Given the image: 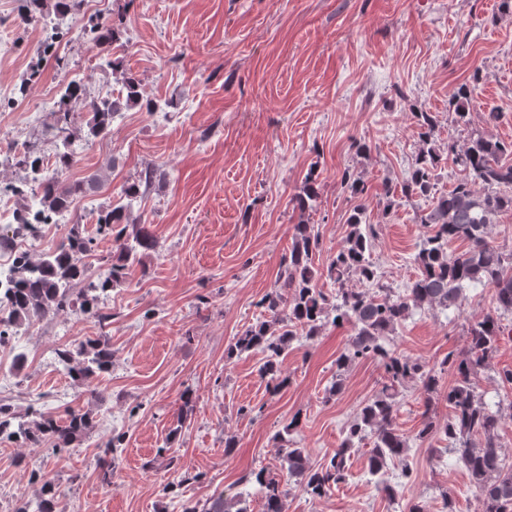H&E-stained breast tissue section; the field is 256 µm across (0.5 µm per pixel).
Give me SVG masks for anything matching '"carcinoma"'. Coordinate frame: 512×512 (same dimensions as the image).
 <instances>
[{
    "instance_id": "1",
    "label": "carcinoma",
    "mask_w": 512,
    "mask_h": 512,
    "mask_svg": "<svg viewBox=\"0 0 512 512\" xmlns=\"http://www.w3.org/2000/svg\"><path fill=\"white\" fill-rule=\"evenodd\" d=\"M93 45L105 52L118 40L119 31L112 22H96L84 30ZM482 81L474 69L448 100V110L456 121L469 123V106ZM118 94L90 96L84 81L77 75L65 79L60 104L75 102L91 114L87 137L105 139L112 132V122L122 112L140 105L153 109V102L143 98L140 81L125 74ZM54 121L45 133L57 144L54 165L35 144L23 143L15 165L24 176L0 188L19 203L15 223L0 231V251L13 252L19 239H36L45 224H58L70 214L77 195L95 192L102 180L67 181V173L76 168L79 158L69 148L75 112L59 109L52 112ZM423 147L414 159L409 175L399 184L385 188V196L427 197L434 186L440 155L434 144L436 117L431 112L414 113ZM448 152L461 168L453 188L437 197L431 210L420 217L430 228L421 242L413 262L417 275L404 292L394 294L380 283L376 268L366 253L375 235L373 225L363 222L364 210L358 206L348 220L345 244L336 250L327 265V277L336 288L331 293L318 287L321 278L314 265L321 251L320 235L312 224H299L285 259V280L268 291L258 303L263 319L249 326L227 348V357L248 351L263 354L260 372L275 389L288 386V376L281 368V357L297 337L311 339L327 323L347 324L351 338L336 358L333 390L339 391L343 377L357 362L371 359L383 369V382L367 399L346 436L328 460L313 466L303 448L283 445L286 475L271 474L263 469L251 472L245 482H256L263 489V512H288L283 477L297 478L306 494L324 497L333 486L346 480L347 460L355 443L373 437L368 458L371 475L380 474L389 461H401L408 451L407 439L395 424L398 388L407 382L419 384L425 394V421L418 432L421 441L445 444V449L459 455L471 483L482 502V512H512V461L498 441V430L505 417L512 418V401L494 405L476 394L472 377L489 367L499 337L503 334V317L512 315V252L505 253L488 241L489 227L506 212H512V142L506 143L487 131L476 130L463 145L448 142ZM161 180V173L146 167L132 182L124 184L117 203L100 206L91 213L96 233L110 236L124 233L130 223L134 202ZM343 183L353 197L367 192L365 182L346 172ZM319 191L314 172L304 178L301 193L294 197L297 208H313ZM461 241L466 250L448 253V243ZM96 237L76 219L64 224L56 249L33 258L27 252H14L9 268L0 271V346L16 336L24 324L50 321L70 310L92 318L105 327L112 313L105 306L112 289L124 282L126 270L156 248L155 236L145 224H139L123 253L114 261L107 259L97 271L89 270L86 258L95 252ZM356 275L366 288H347L346 282ZM477 286L493 289L495 308L473 318L467 327V348L449 353L431 365L419 358L399 353L386 342L414 307L462 309L465 290ZM57 370L87 387L112 369V345L105 336L87 337L54 351ZM455 375L448 388L441 386L447 370ZM444 401L451 413L445 422L431 417L432 405ZM95 417L90 409L71 407L65 416L56 417L33 405L20 408L0 400V442H15L59 452L70 447L91 430ZM40 483L39 495L22 503L16 512H57L53 481L45 474H33ZM185 512H250L243 493L222 494L204 504L185 508Z\"/></svg>"
}]
</instances>
